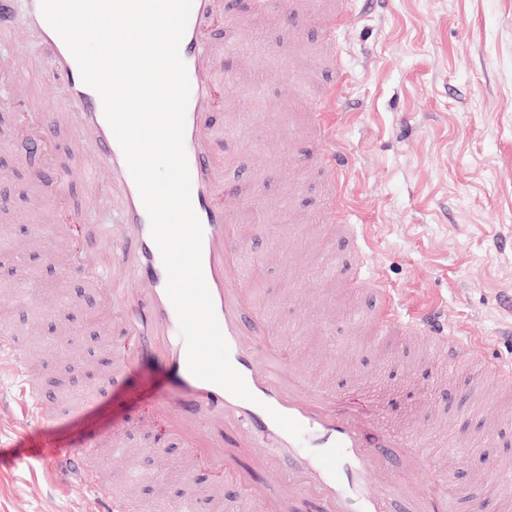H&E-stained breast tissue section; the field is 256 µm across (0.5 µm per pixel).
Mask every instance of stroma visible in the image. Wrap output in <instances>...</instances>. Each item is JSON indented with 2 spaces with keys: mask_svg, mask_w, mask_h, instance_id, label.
<instances>
[{
  "mask_svg": "<svg viewBox=\"0 0 512 512\" xmlns=\"http://www.w3.org/2000/svg\"><path fill=\"white\" fill-rule=\"evenodd\" d=\"M350 9L356 26L339 34L340 53L330 65L314 0H297L304 21L296 27L254 0H228L220 31L225 41H245L247 52L227 55L225 64L236 71L253 64L261 80L256 93L231 79L214 92L225 177L239 200L262 199L258 214L267 230L244 242L263 260L255 288L285 332L290 365L340 391L376 423L414 430L457 473L461 488L482 487L494 502L504 490L477 445L483 416L466 404L449 406L419 344H396V364L362 345L347 311H368L375 293L348 296L331 277L364 260L403 311L440 304L449 326L485 338L496 357L512 361V335L504 332L512 308L503 303L512 295V250L497 247L512 239V0H390L385 7L350 0ZM11 51L36 70L27 99L0 111L5 130L25 112H55L65 101L62 89L38 74L50 61L33 36ZM332 83L338 99L352 105L333 130L356 161L343 187L348 221L363 233L356 251L336 233L320 171L291 163L316 152L307 100ZM39 162L25 145L0 140V207L19 218L0 223V237L29 245L28 271L43 300L67 296L68 323L18 304L25 285L4 269L0 313L12 317L30 349L66 332L92 362L103 352L98 292L69 278L62 256L31 242L36 226L57 223L61 214L39 197ZM169 390L155 357L139 361L72 423L27 429L14 410L0 409V512H88L85 492L53 459L61 443L91 438L120 440L143 472L164 475L163 486L149 480L136 489L140 512H160L163 498L182 497L179 445L166 439L163 419L150 429L140 425Z\"/></svg>",
  "mask_w": 512,
  "mask_h": 512,
  "instance_id": "35a3bbf8",
  "label": "stroma"
}]
</instances>
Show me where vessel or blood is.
<instances>
[{
	"label": "vessel or blood",
	"mask_w": 512,
	"mask_h": 512,
	"mask_svg": "<svg viewBox=\"0 0 512 512\" xmlns=\"http://www.w3.org/2000/svg\"><path fill=\"white\" fill-rule=\"evenodd\" d=\"M349 0H337L324 17L328 44L339 31L352 25ZM224 0H193L180 54L190 81L184 148L191 176V202L203 227L202 269L212 295L215 313L229 346L233 367L243 376L253 401L239 399L217 384L193 376L187 367V348L175 309L166 293L167 275L160 251L152 238L150 220L123 150L107 122L99 95L87 86L69 49L43 17L40 0H0V110L10 107L13 93L24 79L11 70L13 39L36 33L52 65L44 70L45 84L64 88L65 113L27 114L17 133L45 158L35 183L58 202L69 200L74 183L93 194L87 211L106 215L101 239L90 250H67L69 274L88 287L107 286L103 296L106 316L100 323L105 336H131L136 355L115 347L107 380H122L136 357H146L164 346V367L177 400L159 397L155 411L172 415L171 433L184 443L185 479H192L200 457H207L226 479L240 487L238 500L245 512H484L481 489L460 493L455 477L434 459L424 444L408 430L383 426L367 429L337 393L305 372L289 368L283 360L285 339L256 296L253 271L260 260L247 256L243 236L246 205H228L232 189L224 183V145L212 114V89L224 63V43L214 38L213 17L223 15ZM328 95L313 97L309 123L327 143L331 139ZM67 119L79 133L97 144V161L79 169H64L52 160L50 131ZM307 165L322 166L329 182L353 167L351 156L334 148L307 158ZM118 190L121 210H112L110 190ZM70 232L69 225L54 224L38 230L36 240L58 249ZM372 282L378 297L366 318L372 345L382 347L394 336L421 341L450 364L467 360L481 377L512 389V362L495 357L487 342L462 339L449 332L444 311L431 307L410 315L396 307L392 289L381 279H368L364 265H357L344 282L357 292ZM0 318V377L15 379L28 401L18 412L38 425L70 418L45 399L36 381V369ZM289 416L304 428L295 439L271 418V411ZM237 434L247 447L267 452L268 481L254 483L241 466L240 456L224 442ZM100 442L63 448L55 457L68 470L72 483L94 498L95 512H133L126 497L97 493L98 476L87 465ZM112 473L122 481L138 470L134 455L121 448L110 457ZM427 476L432 492L420 491L416 479Z\"/></svg>",
	"instance_id": "1"
}]
</instances>
